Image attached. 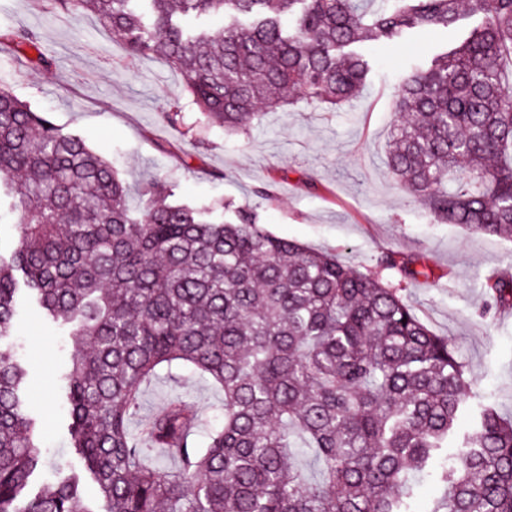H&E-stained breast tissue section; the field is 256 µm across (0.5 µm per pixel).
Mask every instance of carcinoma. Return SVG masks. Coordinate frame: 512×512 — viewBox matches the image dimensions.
<instances>
[{"label": "carcinoma", "mask_w": 512, "mask_h": 512, "mask_svg": "<svg viewBox=\"0 0 512 512\" xmlns=\"http://www.w3.org/2000/svg\"><path fill=\"white\" fill-rule=\"evenodd\" d=\"M112 28L131 58L162 55L209 122L244 132L299 101L340 106L370 82L368 42L480 20L409 63L386 146L398 184L441 224L512 239V0H59ZM41 67L32 30L0 36ZM130 190L103 156L45 112L0 91V214L16 243L0 261V338L25 292L74 325L65 398L72 447L104 512H408L417 477L431 512H512V417L473 399L450 339L400 289L336 255L268 233L230 203L193 206ZM382 269L425 275L388 251ZM480 288L512 308V275ZM186 368L224 395L197 438L173 401L133 434L143 387ZM25 371L0 347V512H89L74 475L22 498L42 465L23 411ZM469 415L471 431L448 452ZM311 453L321 480L300 458Z\"/></svg>", "instance_id": "1"}]
</instances>
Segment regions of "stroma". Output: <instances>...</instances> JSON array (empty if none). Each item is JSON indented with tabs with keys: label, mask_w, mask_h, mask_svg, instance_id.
I'll use <instances>...</instances> for the list:
<instances>
[{
	"label": "stroma",
	"mask_w": 512,
	"mask_h": 512,
	"mask_svg": "<svg viewBox=\"0 0 512 512\" xmlns=\"http://www.w3.org/2000/svg\"><path fill=\"white\" fill-rule=\"evenodd\" d=\"M38 33L51 68L0 48V90L48 112L113 161L119 177L139 191L158 182L180 202L224 200L253 210L274 236L336 253L350 268L398 277L377 259L395 250L413 257L430 277L406 283L402 294L437 335L451 337L477 397L512 413V310L485 313L479 277L512 270V242L439 224L394 180L385 164L392 98L411 58L452 41L429 30L408 45L374 44L376 70L364 93L337 111L299 103L265 114L247 132L208 124L191 101L183 75L164 59L128 57L95 15L61 8L56 0H0V33ZM176 112V122L165 115ZM11 348L27 372L25 411L39 422L48 455L25 496L81 471L70 446L64 400L77 351L70 326L53 321L29 297L16 307ZM195 406L203 428L222 423L223 395L186 370L143 390L135 418L143 423L172 400Z\"/></svg>",
	"instance_id": "35a3bbf8"
}]
</instances>
